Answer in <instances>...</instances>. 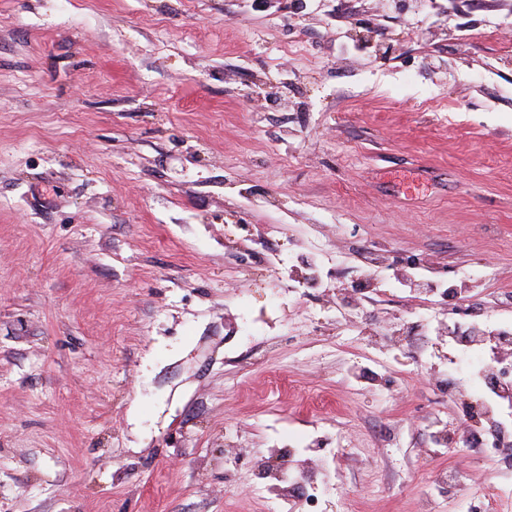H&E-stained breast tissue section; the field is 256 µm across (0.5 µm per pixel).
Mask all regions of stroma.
I'll list each match as a JSON object with an SVG mask.
<instances>
[{
    "instance_id": "1",
    "label": "stroma",
    "mask_w": 512,
    "mask_h": 512,
    "mask_svg": "<svg viewBox=\"0 0 512 512\" xmlns=\"http://www.w3.org/2000/svg\"><path fill=\"white\" fill-rule=\"evenodd\" d=\"M470 311L512 0H0V512H512Z\"/></svg>"
}]
</instances>
